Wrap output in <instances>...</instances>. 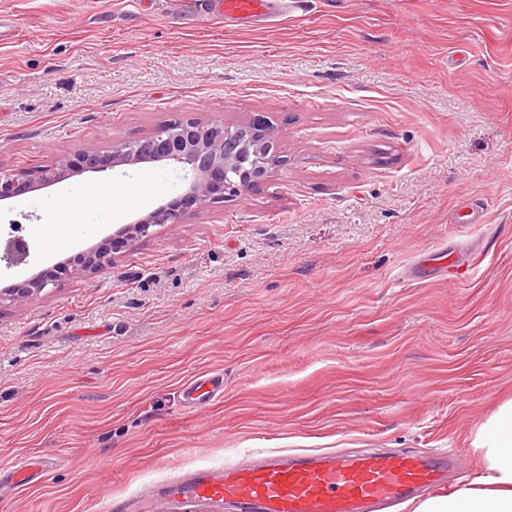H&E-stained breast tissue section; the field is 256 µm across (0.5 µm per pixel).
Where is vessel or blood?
Listing matches in <instances>:
<instances>
[{"label":"vessel or blood","instance_id":"1","mask_svg":"<svg viewBox=\"0 0 512 512\" xmlns=\"http://www.w3.org/2000/svg\"><path fill=\"white\" fill-rule=\"evenodd\" d=\"M275 0H196L199 19L265 20ZM224 391L212 376L188 385L184 402L195 406ZM460 467L451 452H361L348 456L300 452L243 455L217 471L170 486L167 497L233 503L238 512H388L446 483Z\"/></svg>","mask_w":512,"mask_h":512}]
</instances>
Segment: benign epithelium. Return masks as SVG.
Wrapping results in <instances>:
<instances>
[{
	"instance_id": "benign-epithelium-1",
	"label": "benign epithelium",
	"mask_w": 512,
	"mask_h": 512,
	"mask_svg": "<svg viewBox=\"0 0 512 512\" xmlns=\"http://www.w3.org/2000/svg\"><path fill=\"white\" fill-rule=\"evenodd\" d=\"M278 137L262 120L217 124L187 119L168 124L141 139L99 151H59L55 162L33 174L0 170V202L60 182L87 171L107 172L118 166L172 163L186 172L187 183L170 201L147 215L121 225L83 253L80 264L62 261L57 273L37 271L0 289V304L22 305L64 276L98 270L124 252L129 241L147 238L157 226L175 225L185 215L230 197L261 188L270 178V162Z\"/></svg>"
}]
</instances>
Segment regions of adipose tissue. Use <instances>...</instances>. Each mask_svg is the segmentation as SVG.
<instances>
[{
  "mask_svg": "<svg viewBox=\"0 0 512 512\" xmlns=\"http://www.w3.org/2000/svg\"><path fill=\"white\" fill-rule=\"evenodd\" d=\"M479 470L454 491L433 493L413 512H512V399L499 403L476 430Z\"/></svg>",
  "mask_w": 512,
  "mask_h": 512,
  "instance_id": "1",
  "label": "adipose tissue"
}]
</instances>
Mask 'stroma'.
<instances>
[{
  "label": "stroma",
  "mask_w": 512,
  "mask_h": 512,
  "mask_svg": "<svg viewBox=\"0 0 512 512\" xmlns=\"http://www.w3.org/2000/svg\"><path fill=\"white\" fill-rule=\"evenodd\" d=\"M195 0H0V169L106 151L187 119L268 120L262 190L0 308V512H234L163 498L245 450L454 449L512 397V0H305L268 25ZM111 222L39 229L83 190ZM183 170L86 172L0 204L28 264L97 243ZM446 267L434 266L436 254ZM219 374L224 394L182 390ZM123 188L113 187V198L112 202H104L101 196L88 193L81 198L80 207L81 209L88 215H93L95 217H100L102 220L112 219L113 210H114V199L116 195H122ZM66 224H72L70 222L69 213L67 211H61L54 218L53 222L47 224L44 230V236L55 242L66 243L70 240V228Z\"/></svg>",
  "instance_id": "stroma-1"
}]
</instances>
